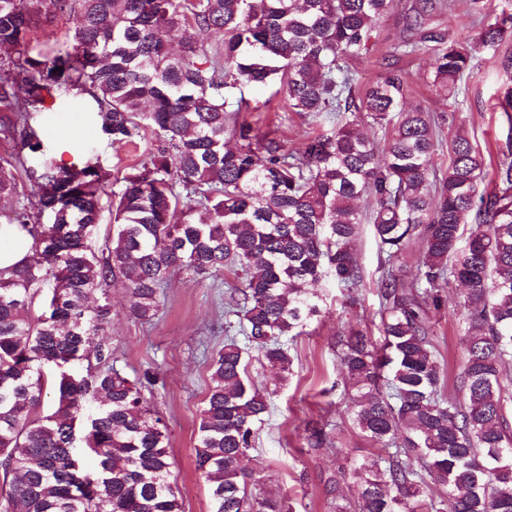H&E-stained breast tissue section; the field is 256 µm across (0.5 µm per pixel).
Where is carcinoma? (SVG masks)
Wrapping results in <instances>:
<instances>
[{"label": "carcinoma", "mask_w": 512, "mask_h": 512, "mask_svg": "<svg viewBox=\"0 0 512 512\" xmlns=\"http://www.w3.org/2000/svg\"><path fill=\"white\" fill-rule=\"evenodd\" d=\"M395 0H0V199L17 198L9 223L32 239L33 260L0 270V512H184L173 480L168 428L100 340L112 323L109 291L123 286L129 313L150 322L171 274L228 271L231 338L211 358L195 468L210 482V512H288L251 489L242 460L270 403L248 373V349L281 374L288 345L321 315L309 285L330 276L345 301L362 271L354 253L372 197L383 257L379 339L340 331L338 357L354 391L353 421L381 454L328 482L336 512L352 480L356 512H512V149L492 189L485 157L462 131L448 170L430 180L439 129L405 109L407 82L389 71L355 93L348 60L368 51L373 23ZM74 20V45L37 59L38 30ZM193 29L199 39L187 41ZM214 33L222 44L201 40ZM512 34V14L480 27L477 43ZM433 83L456 96L471 53L432 35ZM280 82L291 111L333 125L297 147L239 120L246 87ZM73 89L89 92L113 145L151 130L162 144L118 188L98 159L58 164L32 112ZM366 116L379 146L359 132ZM112 229L101 253L89 240L102 195ZM424 250L406 283L394 266L412 240ZM464 286L463 400L445 392L428 312L442 290ZM54 393L43 410L46 390Z\"/></svg>", "instance_id": "obj_1"}]
</instances>
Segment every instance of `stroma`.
<instances>
[{"label":"stroma","instance_id":"obj_1","mask_svg":"<svg viewBox=\"0 0 512 512\" xmlns=\"http://www.w3.org/2000/svg\"><path fill=\"white\" fill-rule=\"evenodd\" d=\"M419 0H396L395 8L374 26L368 52L351 59L358 87L372 83L385 71L402 72L408 88L407 106L431 112L442 124L443 145L436 159L438 171L449 164L448 145L457 130H464L483 154L498 156L512 125L497 111V98L512 87V69H503V57L512 56V36L496 47L476 42L480 25L469 0H455L452 10L427 14L421 26L411 24ZM470 50L471 71L459 95L442 96L432 84L434 55L411 53L408 42H418L431 32ZM250 103L241 118L261 135L287 138L298 144L315 123L288 109L285 93L274 88L247 89ZM95 103L89 95L70 93L47 101L35 123L44 130L48 151L63 164L77 162L76 147L89 149L113 177L147 159L160 144L147 134L137 145L114 148L93 120ZM355 250L362 282L355 303L344 302L334 281L322 279L317 291L323 313L290 346L292 372L287 380L259 359H251V378L270 397V412L260 426L248 466L262 491L283 497L291 512H333L325 483L339 467L370 463L378 450L360 432L350 416V395L345 387L337 352L336 334L355 326L376 333L379 318V249L371 224L360 227ZM225 276L195 281L174 274L163 290L159 315L144 323L130 317L121 286H113L112 325L105 338L116 369L136 376L150 373L149 394L170 430L169 451L185 512H210L208 486L195 470L199 413L210 386V357L226 339L224 304L228 299ZM445 305L429 314L434 344L439 352L447 385H455L463 368L462 335L465 324L458 306V291H444ZM326 433L325 441L311 447L313 429Z\"/></svg>","mask_w":512,"mask_h":512}]
</instances>
